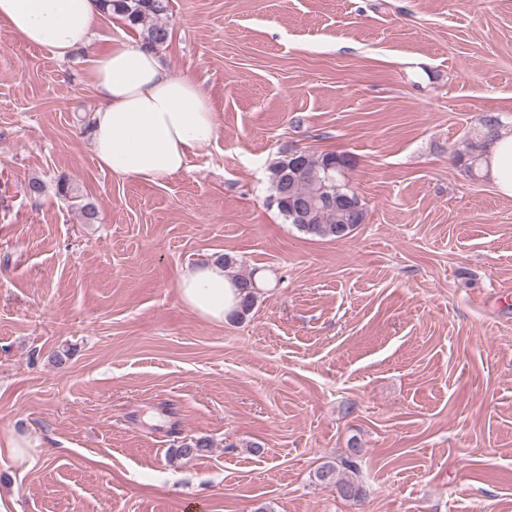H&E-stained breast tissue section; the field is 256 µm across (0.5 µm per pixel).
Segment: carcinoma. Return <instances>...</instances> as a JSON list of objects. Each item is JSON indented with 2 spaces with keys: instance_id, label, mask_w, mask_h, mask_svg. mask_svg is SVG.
Listing matches in <instances>:
<instances>
[{
  "instance_id": "1",
  "label": "carcinoma",
  "mask_w": 512,
  "mask_h": 512,
  "mask_svg": "<svg viewBox=\"0 0 512 512\" xmlns=\"http://www.w3.org/2000/svg\"><path fill=\"white\" fill-rule=\"evenodd\" d=\"M102 9L107 15L122 17L132 26L143 27L144 44L150 47L163 45L170 37L168 25L158 20V15L165 9L163 0H102ZM499 130V117L484 116L475 137L455 153L456 163L471 174L480 173L488 142ZM351 166L352 160L345 153L314 155L303 152L295 157L286 152L268 168L271 203L288 223L306 234L330 240L345 239L365 223L367 217L364 203L347 180V170ZM220 259L242 293L239 309L234 314L235 318L242 319L251 312L258 298L260 281L256 278L257 271L240 272L238 260L228 254ZM209 447L210 440L201 437L176 449L175 454L192 459ZM358 454L359 450L353 447L351 455L340 462L323 464L316 473L317 480L335 486L343 498L360 497L361 486L343 477L345 471H358Z\"/></svg>"
}]
</instances>
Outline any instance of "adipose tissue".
Segmentation results:
<instances>
[{
    "label": "adipose tissue",
    "instance_id": "1",
    "mask_svg": "<svg viewBox=\"0 0 512 512\" xmlns=\"http://www.w3.org/2000/svg\"><path fill=\"white\" fill-rule=\"evenodd\" d=\"M102 18L99 0H0L1 24L61 58L90 45ZM84 72L100 100L92 116L94 152L113 175L163 183L186 171L191 154L217 135L216 114L200 83L173 75L157 50L117 41L87 57ZM484 166L497 193L512 198V133L493 140ZM175 290L188 311L217 325L240 301L215 259L184 268Z\"/></svg>",
    "mask_w": 512,
    "mask_h": 512
}]
</instances>
